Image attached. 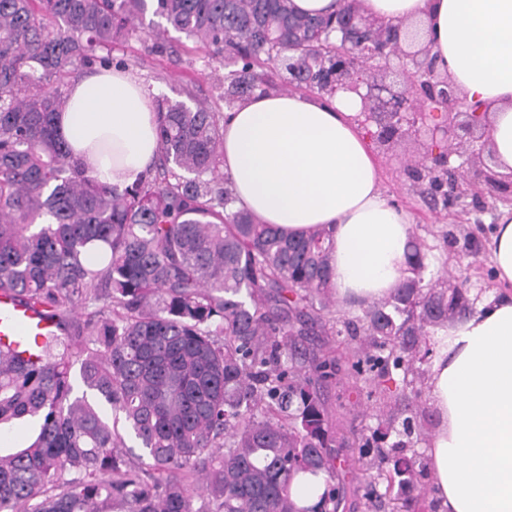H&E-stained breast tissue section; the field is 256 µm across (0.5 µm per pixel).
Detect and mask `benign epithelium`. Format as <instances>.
Listing matches in <instances>:
<instances>
[{
    "label": "benign epithelium",
    "instance_id": "7a95c632",
    "mask_svg": "<svg viewBox=\"0 0 512 512\" xmlns=\"http://www.w3.org/2000/svg\"><path fill=\"white\" fill-rule=\"evenodd\" d=\"M393 59L399 61L404 75L413 71L425 73L428 84L394 92L385 84L363 77L361 70L350 75L345 73L346 67L356 63L363 64V67L369 70L383 64L387 65ZM330 87L334 93L341 89H366L362 94L361 124L376 123V137L383 146L391 147L403 138L420 132L423 127L431 138L443 143V156L438 162V167L450 173L448 203L462 204L471 192L484 189L497 197L512 196V182L497 179L474 148L473 131L477 124L473 119L481 118V114L475 112L473 118L463 123L456 121L451 109L459 102L457 90L447 77L439 73L436 61L429 50L408 52L403 49L399 28L386 30L371 46H353L346 50L343 67L336 69V75L330 76ZM441 100L447 101L450 109L448 117L442 123L427 124L426 104ZM454 156L465 159L462 167L450 166V160Z\"/></svg>",
    "mask_w": 512,
    "mask_h": 512
}]
</instances>
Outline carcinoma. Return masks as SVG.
I'll use <instances>...</instances> for the list:
<instances>
[{
    "label": "carcinoma",
    "mask_w": 512,
    "mask_h": 512,
    "mask_svg": "<svg viewBox=\"0 0 512 512\" xmlns=\"http://www.w3.org/2000/svg\"><path fill=\"white\" fill-rule=\"evenodd\" d=\"M339 13L338 29L293 0H0V291L60 329L35 362L0 347V512H338L347 438L322 395L338 360L303 345L337 306L332 232L291 233L235 207L211 103L157 101V160L122 189L71 159L54 117L66 79L112 68L136 31L150 54L171 51L172 31L204 48L225 69L228 110L263 85L298 90L344 41L377 40L358 0ZM412 249L414 276L344 322L368 339L355 377L409 370L423 336L473 313L466 282L422 284ZM76 365L89 395L74 394ZM404 448H377L389 500L437 512ZM145 457L151 475L131 462ZM300 473L326 475L306 508L291 490Z\"/></svg>",
    "instance_id": "obj_1"
}]
</instances>
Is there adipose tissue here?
Instances as JSON below:
<instances>
[{"label": "adipose tissue", "instance_id": "adipose-tissue-1", "mask_svg": "<svg viewBox=\"0 0 512 512\" xmlns=\"http://www.w3.org/2000/svg\"><path fill=\"white\" fill-rule=\"evenodd\" d=\"M369 17L414 23L418 41L465 105L484 114L496 171L512 174V0H361ZM353 91L325 101L255 93L225 113L222 172L236 204L291 232H333L338 301L389 298L410 275V215L383 195L379 163ZM57 129L89 175L137 182L158 148L153 97L115 69L75 80ZM490 259L505 291L438 333L428 385L439 422L429 436L441 512H512V206H500Z\"/></svg>", "mask_w": 512, "mask_h": 512}]
</instances>
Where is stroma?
<instances>
[{
  "mask_svg": "<svg viewBox=\"0 0 512 512\" xmlns=\"http://www.w3.org/2000/svg\"><path fill=\"white\" fill-rule=\"evenodd\" d=\"M171 40L179 50L178 55L147 54L144 37L139 34L117 48L114 56L127 62L128 72L155 98L183 102L214 100L223 70L211 67L206 51L179 34H172ZM435 150V145L420 134L391 149L375 145L382 170L381 189L391 202L408 209L413 216L412 238L420 243L426 258L424 281H440L450 274L465 277L471 299L480 306L500 290L494 280L489 249L500 203L486 194L480 210L471 206L432 208L420 186L408 178L406 169ZM405 394L406 401H394L380 394L374 384L345 372L325 386L324 397L333 427L354 441L353 446L340 450L339 463H347L357 455L356 442L361 437L378 431L387 433L389 440H396L406 418L414 427L412 449L426 455L428 436L436 421L429 385L424 380L413 381Z\"/></svg>",
  "mask_w": 512,
  "mask_h": 512,
  "instance_id": "1",
  "label": "stroma"
}]
</instances>
